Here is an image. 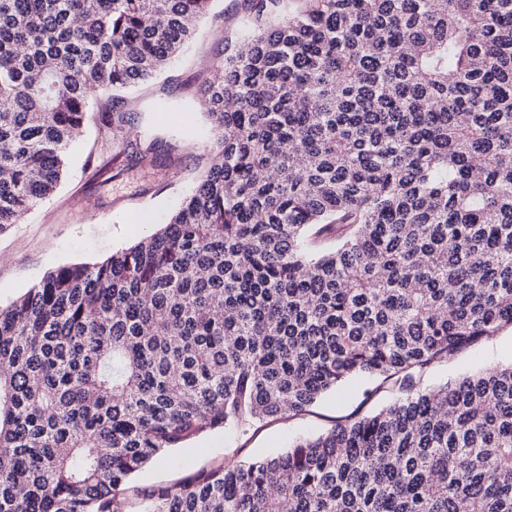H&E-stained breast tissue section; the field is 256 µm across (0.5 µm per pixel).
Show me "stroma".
<instances>
[{
    "instance_id": "obj_1",
    "label": "stroma",
    "mask_w": 512,
    "mask_h": 512,
    "mask_svg": "<svg viewBox=\"0 0 512 512\" xmlns=\"http://www.w3.org/2000/svg\"><path fill=\"white\" fill-rule=\"evenodd\" d=\"M243 0H214L190 44L171 59L157 78L136 83L127 95L124 145L114 152L112 135L100 121V107L88 114L84 132L67 164L57 192L0 231V305L67 263H97L168 223L196 187L215 130L202 106L201 85L214 74L226 39L245 30ZM153 144L155 166L138 163L135 151ZM512 363V327L481 338L452 358L430 366L420 391L461 376ZM398 392L379 388L369 377L345 383L309 412L255 425L244 434L208 431L135 478L132 498L186 481L227 457L249 460L277 454L298 437L379 411Z\"/></svg>"
}]
</instances>
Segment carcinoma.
I'll list each match as a JSON object with an SVG mask.
<instances>
[{
  "label": "carcinoma",
  "instance_id": "cac0c4a2",
  "mask_svg": "<svg viewBox=\"0 0 512 512\" xmlns=\"http://www.w3.org/2000/svg\"><path fill=\"white\" fill-rule=\"evenodd\" d=\"M212 2L0 0V231ZM247 2L192 195L0 307V512H512V364L417 390L512 326V0ZM356 375L406 398L125 496Z\"/></svg>",
  "mask_w": 512,
  "mask_h": 512
}]
</instances>
